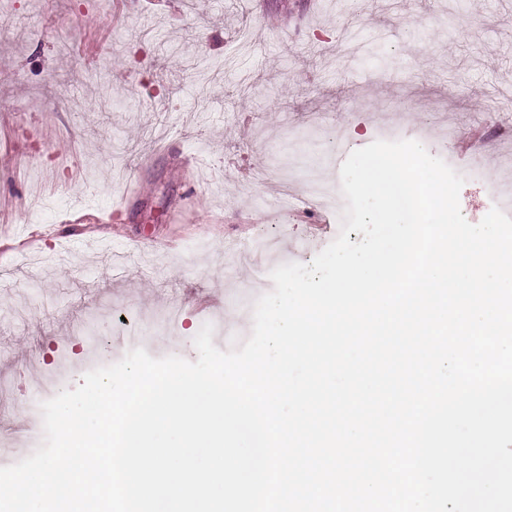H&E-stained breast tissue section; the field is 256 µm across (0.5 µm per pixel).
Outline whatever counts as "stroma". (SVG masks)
Listing matches in <instances>:
<instances>
[{
	"label": "stroma",
	"mask_w": 512,
	"mask_h": 512,
	"mask_svg": "<svg viewBox=\"0 0 512 512\" xmlns=\"http://www.w3.org/2000/svg\"><path fill=\"white\" fill-rule=\"evenodd\" d=\"M112 2L0 0V428L16 462L43 440L35 381L76 388L131 350L132 323L180 309L137 344L156 358L197 360L207 323L228 329L224 351L250 336L276 263H310L340 232L306 171L340 186L377 140L460 173L476 151L472 224L512 179V119L456 144L512 90V0H125L119 17ZM258 235L279 260L227 272L225 244Z\"/></svg>",
	"instance_id": "obj_1"
}]
</instances>
